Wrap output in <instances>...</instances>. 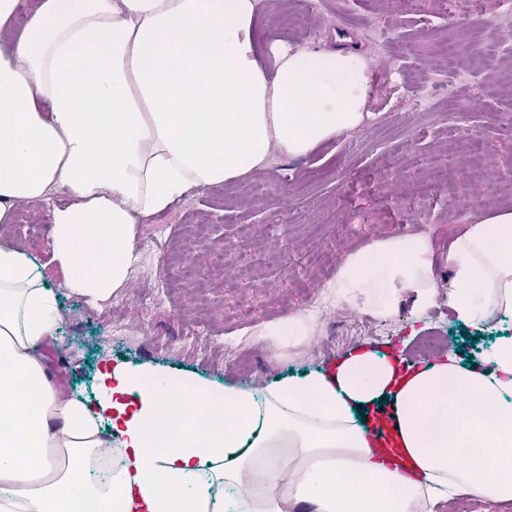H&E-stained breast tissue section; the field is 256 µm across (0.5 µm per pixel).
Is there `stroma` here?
Returning <instances> with one entry per match:
<instances>
[{
    "label": "stroma",
    "mask_w": 512,
    "mask_h": 512,
    "mask_svg": "<svg viewBox=\"0 0 512 512\" xmlns=\"http://www.w3.org/2000/svg\"><path fill=\"white\" fill-rule=\"evenodd\" d=\"M256 30L264 41L366 51L375 71L372 117L306 157H272L249 178L139 219L140 260L111 306L69 295L46 270L65 321L62 348L45 353L57 377L86 395L116 364L151 363L259 392L359 346L424 367L439 354L474 361L495 337L512 336V316L490 317L477 331L457 320L443 294L425 310L403 295L377 329L362 313L337 309L322 277L374 239L428 231L444 252L463 229L460 215L512 209V132L501 125L502 110L512 107V53L499 47L505 25L497 0H486L478 20L448 14L444 0L417 8L396 0H261ZM415 75L425 92L411 85ZM473 155L483 161L477 179ZM50 207L20 205L0 234L45 262ZM217 249L223 270L198 284L194 270L207 269ZM316 291L328 310L320 335L297 356L270 360L251 330L298 313ZM433 333L444 341L424 354L421 342ZM468 337L471 350L458 351Z\"/></svg>",
    "instance_id": "1"
}]
</instances>
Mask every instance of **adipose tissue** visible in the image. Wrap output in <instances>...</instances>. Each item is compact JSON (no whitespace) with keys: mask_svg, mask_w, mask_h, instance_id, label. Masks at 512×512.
<instances>
[{"mask_svg":"<svg viewBox=\"0 0 512 512\" xmlns=\"http://www.w3.org/2000/svg\"><path fill=\"white\" fill-rule=\"evenodd\" d=\"M259 0H0V224L53 206L50 262L95 304L134 271L137 219L301 158L371 118L370 59L256 33ZM28 19L22 32L14 25ZM431 234L350 253L336 303L391 318L435 303ZM448 306L481 328L512 313V211L450 244ZM65 319L43 267L0 239V512H435L460 492L512 500V337L472 365L400 371L361 348L258 394L149 363L115 366L94 397L54 376ZM319 331L293 314L253 329L281 358ZM394 447L370 450L376 421Z\"/></svg>","mask_w":512,"mask_h":512,"instance_id":"adipose-tissue-1","label":"adipose tissue"}]
</instances>
